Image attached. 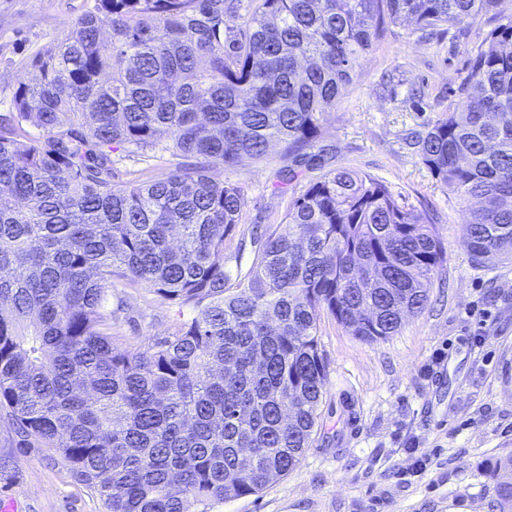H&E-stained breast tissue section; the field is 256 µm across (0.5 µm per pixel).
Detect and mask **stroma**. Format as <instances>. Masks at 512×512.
Returning <instances> with one entry per match:
<instances>
[{
    "label": "stroma",
    "mask_w": 512,
    "mask_h": 512,
    "mask_svg": "<svg viewBox=\"0 0 512 512\" xmlns=\"http://www.w3.org/2000/svg\"><path fill=\"white\" fill-rule=\"evenodd\" d=\"M89 0H0V112L23 64ZM512 14V0L466 32L419 38L410 23L386 22L352 83L327 112L313 148L284 180L278 150L216 168L241 187L240 229L224 249L227 268L248 271L257 236L279 224L290 203L324 174L349 169L385 183L401 204L429 212L445 248L427 307L392 336L367 342L329 316L320 322L326 395L320 426L300 463L258 493L213 512H497L487 471L512 456V260L475 263L457 200L422 164L407 135L449 104L477 46ZM112 315L121 352L146 349L171 332L178 309L148 289L118 287ZM427 461L406 475L409 457ZM0 500L19 512H105L55 450L19 444L0 413Z\"/></svg>",
    "instance_id": "35a3bbf8"
}]
</instances>
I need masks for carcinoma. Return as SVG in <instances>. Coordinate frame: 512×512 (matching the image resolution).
<instances>
[{"label":"carcinoma","mask_w":512,"mask_h":512,"mask_svg":"<svg viewBox=\"0 0 512 512\" xmlns=\"http://www.w3.org/2000/svg\"><path fill=\"white\" fill-rule=\"evenodd\" d=\"M499 3L93 0L30 56L0 113V409L21 442L55 449L107 512H209L296 467L326 393L322 315L364 341L395 334L426 307L442 241L383 182L342 169L310 183L234 276L224 245L244 195L210 167L273 145L305 155L385 20L432 35ZM501 20L470 59L462 103L412 133L448 191L479 200L464 208L478 264L512 255V19ZM120 147L175 162L117 186ZM118 284L192 316L120 352ZM490 476L512 512V458Z\"/></svg>","instance_id":"obj_1"}]
</instances>
